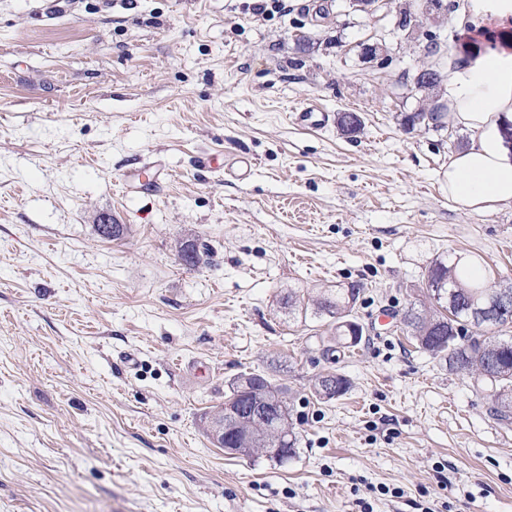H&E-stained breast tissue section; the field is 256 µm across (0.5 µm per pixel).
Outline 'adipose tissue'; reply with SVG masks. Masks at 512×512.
Wrapping results in <instances>:
<instances>
[{
    "label": "adipose tissue",
    "instance_id": "adipose-tissue-1",
    "mask_svg": "<svg viewBox=\"0 0 512 512\" xmlns=\"http://www.w3.org/2000/svg\"><path fill=\"white\" fill-rule=\"evenodd\" d=\"M440 97L450 126L470 134L466 148L448 157L449 200L479 214L512 206V150L502 134L512 121V53L449 58Z\"/></svg>",
    "mask_w": 512,
    "mask_h": 512
}]
</instances>
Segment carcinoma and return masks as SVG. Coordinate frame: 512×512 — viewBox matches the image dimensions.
<instances>
[{"mask_svg": "<svg viewBox=\"0 0 512 512\" xmlns=\"http://www.w3.org/2000/svg\"><path fill=\"white\" fill-rule=\"evenodd\" d=\"M445 81L439 69L422 66L407 77L406 82L425 95L427 103L415 112L404 115L403 125L435 131L447 128L446 113L432 93ZM362 119L355 112H341L337 117L339 131L354 136L362 129ZM429 307L408 309L402 320L418 348L443 360L448 369L468 374L478 384L490 386L493 414L501 421L512 419V336L483 338L469 332L473 313L486 301L487 288L457 273V263L443 258L435 260L427 276ZM508 300L498 305L495 327L512 324V286L504 287ZM361 289L355 285L328 289L312 303L303 305L297 296L289 293L282 298L291 313L304 317L336 319V344L353 347L362 339L363 328L353 320V313ZM349 388L348 380L340 374L318 377L314 384L317 396L332 400ZM229 400L233 404L281 408L274 420L253 418L244 412L230 422L231 437L224 441L227 448L238 447L245 455H261L282 462L295 454L296 436L288 422L286 391L258 373H245L230 383Z\"/></svg>", "mask_w": 512, "mask_h": 512, "instance_id": "cac0c4a2", "label": "carcinoma"}]
</instances>
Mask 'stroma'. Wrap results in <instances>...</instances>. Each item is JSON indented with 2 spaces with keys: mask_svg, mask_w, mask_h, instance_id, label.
I'll return each mask as SVG.
<instances>
[{
  "mask_svg": "<svg viewBox=\"0 0 512 512\" xmlns=\"http://www.w3.org/2000/svg\"><path fill=\"white\" fill-rule=\"evenodd\" d=\"M250 2L0 0V512H512V423L384 323L424 301L439 257L512 282V207L448 199L468 132L401 125L420 63L512 52V24L459 26L444 0L415 38L394 27L405 0ZM312 103L362 133L296 126ZM242 156L244 181L199 164ZM155 159L158 186L125 192ZM102 216L123 234L100 236ZM351 283L354 347L281 305ZM244 372L288 389L287 462L203 428ZM328 372L350 387L325 401Z\"/></svg>",
  "mask_w": 512,
  "mask_h": 512,
  "instance_id": "1",
  "label": "stroma"
}]
</instances>
